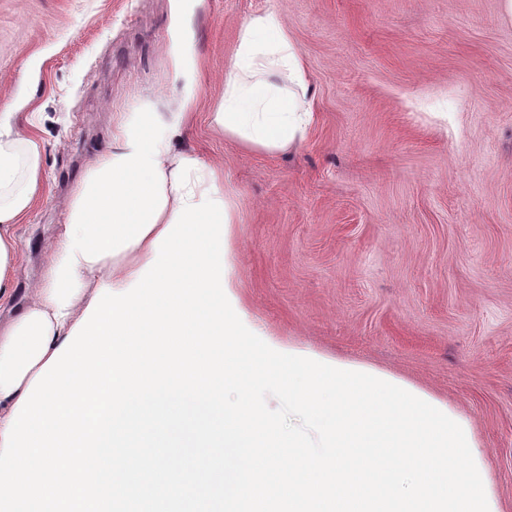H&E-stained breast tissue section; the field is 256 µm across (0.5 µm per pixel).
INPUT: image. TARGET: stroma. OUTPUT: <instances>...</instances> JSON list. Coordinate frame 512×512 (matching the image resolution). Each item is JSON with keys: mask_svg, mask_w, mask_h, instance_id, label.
Here are the masks:
<instances>
[{"mask_svg": "<svg viewBox=\"0 0 512 512\" xmlns=\"http://www.w3.org/2000/svg\"><path fill=\"white\" fill-rule=\"evenodd\" d=\"M276 9L314 90L276 154L210 114L242 23ZM202 68L182 146L240 201L241 293L281 338L373 364L465 410L512 512V22L501 0H0V110L44 146L6 321L123 112L175 106L169 52Z\"/></svg>", "mask_w": 512, "mask_h": 512, "instance_id": "stroma-1", "label": "stroma"}]
</instances>
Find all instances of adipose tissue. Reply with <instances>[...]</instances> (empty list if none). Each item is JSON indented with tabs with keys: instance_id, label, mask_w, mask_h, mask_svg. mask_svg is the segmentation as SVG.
<instances>
[{
	"instance_id": "1",
	"label": "adipose tissue",
	"mask_w": 512,
	"mask_h": 512,
	"mask_svg": "<svg viewBox=\"0 0 512 512\" xmlns=\"http://www.w3.org/2000/svg\"><path fill=\"white\" fill-rule=\"evenodd\" d=\"M173 53L186 81L177 111L151 105L120 114L109 151L87 168L68 205L67 222L49 248V266L29 303L0 326V432L18 399L61 346L92 301L86 287L124 290L154 257L153 242L181 203L200 202L217 187L228 225L239 199L224 172L207 167L173 141L189 126L198 99L199 61L187 40ZM287 75L290 89L277 76ZM312 92L306 68L282 14L270 9L241 26L236 54L224 73V93L211 114L215 129L244 147L280 152L302 139L310 124ZM10 112H0V305L12 297L19 259L16 227L44 189V148L20 135Z\"/></svg>"
}]
</instances>
